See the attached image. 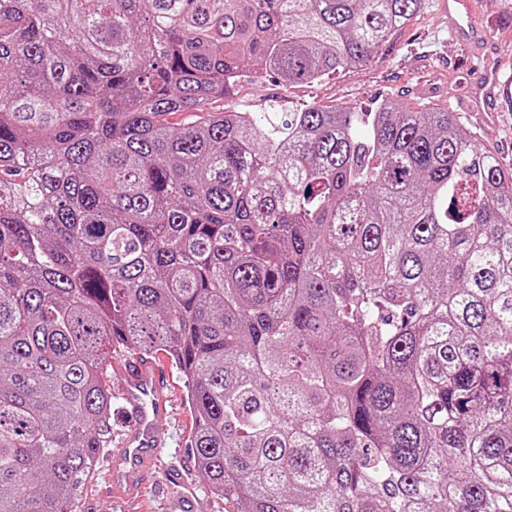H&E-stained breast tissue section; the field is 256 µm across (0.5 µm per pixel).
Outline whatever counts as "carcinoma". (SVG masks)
Segmentation results:
<instances>
[{
  "instance_id": "obj_1",
  "label": "carcinoma",
  "mask_w": 512,
  "mask_h": 512,
  "mask_svg": "<svg viewBox=\"0 0 512 512\" xmlns=\"http://www.w3.org/2000/svg\"><path fill=\"white\" fill-rule=\"evenodd\" d=\"M425 5L0 0V512H77L131 351L233 512H512V170L390 98L209 111Z\"/></svg>"
}]
</instances>
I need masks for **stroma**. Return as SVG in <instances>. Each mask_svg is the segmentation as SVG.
<instances>
[{
	"mask_svg": "<svg viewBox=\"0 0 512 512\" xmlns=\"http://www.w3.org/2000/svg\"><path fill=\"white\" fill-rule=\"evenodd\" d=\"M475 20L487 31L476 48L463 47L448 33V18L440 0H427L370 61L312 84L286 85L273 76L249 75L238 80L233 93L214 103V110L288 112L309 104L325 108H364L391 98L410 109L448 110L471 130L478 143L504 168H512V93L494 102L493 112L471 111L470 95L488 71L512 81V0H475ZM176 408L164 423L169 448L156 459V476L138 501L113 494L112 454L104 452L88 479L79 503L81 512H184L178 488L164 481L173 466L184 468L187 481L207 498L210 512H227L224 499L212 495L188 448L193 418L186 400V383L173 373Z\"/></svg>",
	"mask_w": 512,
	"mask_h": 512,
	"instance_id": "35a3bbf8",
	"label": "stroma"
}]
</instances>
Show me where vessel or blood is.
<instances>
[{
    "mask_svg": "<svg viewBox=\"0 0 512 512\" xmlns=\"http://www.w3.org/2000/svg\"><path fill=\"white\" fill-rule=\"evenodd\" d=\"M453 36L466 45L479 44L484 33L469 20L470 0H441ZM114 377L121 403L117 416L127 425L118 450L121 468L112 473V485L127 498L141 497L153 475L155 453L168 441L157 423L170 415L174 403L160 367L151 359L137 355L114 363Z\"/></svg>",
    "mask_w": 512,
    "mask_h": 512,
    "instance_id": "vessel-or-blood-1",
    "label": "vessel or blood"
}]
</instances>
